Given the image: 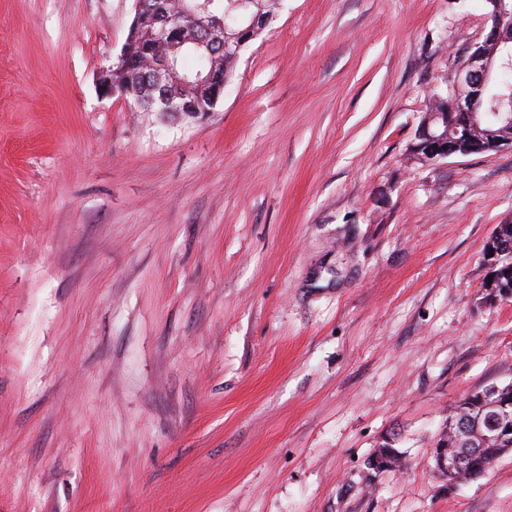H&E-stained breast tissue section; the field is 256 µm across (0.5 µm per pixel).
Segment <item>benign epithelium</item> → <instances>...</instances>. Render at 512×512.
Returning <instances> with one entry per match:
<instances>
[{
	"label": "benign epithelium",
	"mask_w": 512,
	"mask_h": 512,
	"mask_svg": "<svg viewBox=\"0 0 512 512\" xmlns=\"http://www.w3.org/2000/svg\"><path fill=\"white\" fill-rule=\"evenodd\" d=\"M215 0H185L182 13L173 14L168 0H136L135 16L128 39L115 63L125 68L131 52L139 48L152 56L150 80L154 96L143 101L163 115L182 114L198 117L214 111L224 97V75L209 72L189 80L174 65L171 53L193 48L213 53L228 49L224 43V19L214 8ZM251 0H229L228 9L238 16L243 32L248 34L234 44V57H240L244 46L265 28L269 20L248 11ZM491 26L484 40L474 44L464 58L456 87L448 98V111L427 112L417 129L416 138L426 150L423 158L436 162L450 157L512 150V118L500 120L502 128L490 124L487 109L495 101L492 91L498 85L497 75L505 60L512 58V0H489ZM210 88L200 102L186 98L191 85ZM488 414L480 416L475 427H483L489 435L500 439L512 437V398L488 387L470 397ZM433 473L448 485L463 483L471 467L468 458L452 452L445 442L432 450Z\"/></svg>",
	"instance_id": "7a95c632"
}]
</instances>
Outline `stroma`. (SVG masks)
I'll use <instances>...</instances> for the list:
<instances>
[{
  "label": "stroma",
  "mask_w": 512,
  "mask_h": 512,
  "mask_svg": "<svg viewBox=\"0 0 512 512\" xmlns=\"http://www.w3.org/2000/svg\"><path fill=\"white\" fill-rule=\"evenodd\" d=\"M134 13L0 0V512H512L432 458L512 382V152L411 150L487 0H279L195 120L102 93ZM505 227V239H502L499 243L500 251V272L497 277L492 279V282L496 283V287H499L501 282L503 285H510L512 283V224H502ZM510 226V227H509ZM491 282V283H492Z\"/></svg>",
  "instance_id": "stroma-1"
}]
</instances>
